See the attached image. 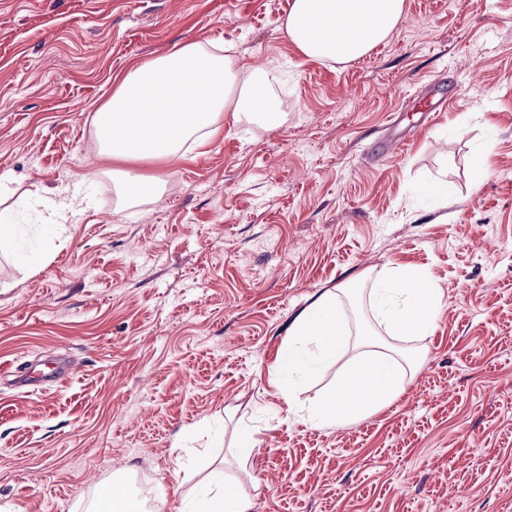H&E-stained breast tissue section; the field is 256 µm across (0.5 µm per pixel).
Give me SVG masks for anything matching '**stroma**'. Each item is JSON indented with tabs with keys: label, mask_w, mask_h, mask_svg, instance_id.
I'll list each match as a JSON object with an SVG mask.
<instances>
[{
	"label": "stroma",
	"mask_w": 512,
	"mask_h": 512,
	"mask_svg": "<svg viewBox=\"0 0 512 512\" xmlns=\"http://www.w3.org/2000/svg\"><path fill=\"white\" fill-rule=\"evenodd\" d=\"M285 0H0V512H89L101 485L180 512L223 480L251 512H512V0H406L390 38L348 63L305 57ZM215 41L285 100L276 129L234 123L134 172L161 198L117 212L91 118L119 80ZM455 77L433 122L363 159L409 95ZM466 134H458V127ZM90 204L58 224L79 176ZM60 236L44 258L42 244ZM387 267L427 269L430 335L392 338L368 294ZM347 282L355 337L421 349L403 394L319 427L275 370L295 315ZM65 384L21 386L12 369ZM259 441L233 455L242 425Z\"/></svg>",
	"instance_id": "1"
}]
</instances>
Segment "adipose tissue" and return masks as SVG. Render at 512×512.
Masks as SVG:
<instances>
[{
    "mask_svg": "<svg viewBox=\"0 0 512 512\" xmlns=\"http://www.w3.org/2000/svg\"><path fill=\"white\" fill-rule=\"evenodd\" d=\"M405 0H292L282 25L286 37L306 57L350 62L384 43L404 16ZM235 122L277 126L278 98L255 73L236 69L216 42L191 43L149 60L127 73L92 125L100 156L121 162H173L188 142L213 137L224 113ZM117 193L123 203L160 198V178L122 172ZM352 286L325 291L293 319L278 358L286 396L300 380L338 363L351 343L342 298ZM375 317L399 339L425 336L441 308V294L428 270L391 268L371 290ZM421 359L412 350L403 359L371 354L348 364L338 384L297 415L321 427L343 426L372 415L402 393L406 370Z\"/></svg>",
    "mask_w": 512,
    "mask_h": 512,
    "instance_id": "obj_1",
    "label": "adipose tissue"
}]
</instances>
